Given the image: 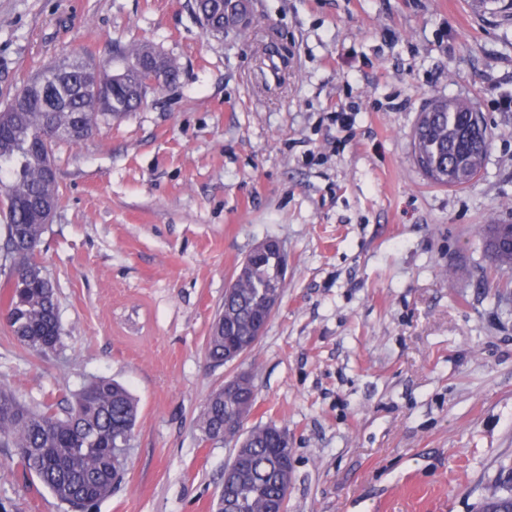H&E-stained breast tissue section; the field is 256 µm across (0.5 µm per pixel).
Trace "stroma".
<instances>
[{
    "mask_svg": "<svg viewBox=\"0 0 512 512\" xmlns=\"http://www.w3.org/2000/svg\"><path fill=\"white\" fill-rule=\"evenodd\" d=\"M139 41L179 78L56 146L39 261L62 345L37 355L0 324V383L60 408L96 378L130 390L125 479L95 512H213L235 447L197 418L241 372L245 428L291 441L288 512H478L512 466V286L482 244L512 224V17L498 0H253L217 36L193 0H0V106L55 60ZM455 96L491 147L469 185L439 187L411 135ZM267 238L288 250L282 300L253 352L211 363L224 290ZM0 512L68 507L0 447Z\"/></svg>",
    "mask_w": 512,
    "mask_h": 512,
    "instance_id": "35a3bbf8",
    "label": "stroma"
}]
</instances>
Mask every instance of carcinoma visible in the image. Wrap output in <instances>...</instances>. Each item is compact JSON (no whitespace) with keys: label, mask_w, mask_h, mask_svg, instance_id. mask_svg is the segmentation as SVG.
Wrapping results in <instances>:
<instances>
[{"label":"carcinoma","mask_w":512,"mask_h":512,"mask_svg":"<svg viewBox=\"0 0 512 512\" xmlns=\"http://www.w3.org/2000/svg\"><path fill=\"white\" fill-rule=\"evenodd\" d=\"M231 0H194L196 16L209 18V33L219 35L234 24ZM121 66L92 60H63L44 69L20 89L24 99L0 109V272L6 279L3 313L6 326L25 348L41 355L61 342L55 323L54 289L29 268L39 266L45 225L35 213L44 202L57 204L58 181L45 176V165L61 141L78 143L79 126L98 130L100 121L120 117L141 106L151 92L176 82L177 63L147 43L120 51ZM412 159L434 184L463 186L483 169L491 135L480 112L467 97H439L419 113L412 134ZM507 224H486L483 247L491 264L512 274V247L499 243ZM278 251L244 258L234 269L224 305L208 336L209 359L224 362L225 333L255 348L257 318L272 292L284 293ZM256 401L252 377L244 374L235 388L214 392L199 417L203 440H214L224 417L241 408L251 412ZM137 407L120 383L98 379L73 395L61 414L52 404L35 408L0 385V446L15 449L23 466L74 512L93 509L112 497L125 474L126 458L112 452L132 433ZM276 425H259L235 443L237 467L224 478L240 504L239 512H267L279 496L284 474L277 466ZM480 512H512V471L507 485L488 489Z\"/></svg>","instance_id":"carcinoma-1"}]
</instances>
